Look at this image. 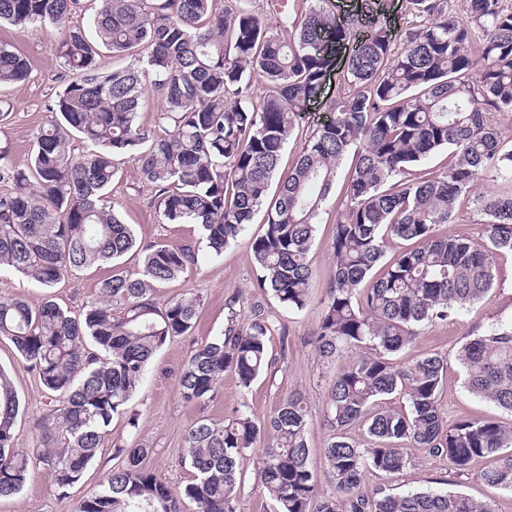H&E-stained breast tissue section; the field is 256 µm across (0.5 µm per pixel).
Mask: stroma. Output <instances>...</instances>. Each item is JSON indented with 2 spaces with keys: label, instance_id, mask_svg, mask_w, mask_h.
Listing matches in <instances>:
<instances>
[{
  "label": "stroma",
  "instance_id": "1",
  "mask_svg": "<svg viewBox=\"0 0 512 512\" xmlns=\"http://www.w3.org/2000/svg\"><path fill=\"white\" fill-rule=\"evenodd\" d=\"M330 8L342 15L372 12L385 24L393 25L394 41H401L403 22L410 18L408 0H329ZM61 32L52 25H36L25 32L0 26V41L12 43L31 65L29 78L15 85L0 88V98L13 105L10 117L0 123V142L9 143L17 163L29 158L34 136L52 118L50 97L60 84L63 71L56 55ZM338 91L337 75L327 76L320 95L306 111L298 113L296 129L282 152L280 167L288 169L299 155L306 137L334 119L330 104ZM350 165L342 163L334 192L316 224L315 239L309 253L315 283L307 307L292 311L280 306L268 289L257 287L256 268L250 248L251 238L263 233L264 214H255L236 243L228 246L221 258L202 261L187 269L176 281L160 288L159 300L191 292L199 296L200 306L190 336L165 344L154 355L142 382L123 414L114 416L98 453L96 463L88 470L81 485L68 497L61 498L51 487L49 476L36 471L24 490L15 496L0 498V512H76L78 501L97 487L105 474L121 465L116 446L140 445L149 448L146 466L171 487L185 485L190 471L181 462L185 436L191 423L205 417L224 423L233 411L250 414L254 420L265 421L288 395L301 393L309 410L308 442L315 469H322V450L329 431L324 423L326 392L330 383L345 365L346 356L328 361L321 358L310 343L317 328L326 289L334 276L331 254L333 230L340 217L344 186ZM154 193L140 177L134 160L122 157L120 171L113 181L105 203L114 207L125 223L131 224L139 239L199 244V231L192 224L162 223L153 204ZM496 280L493 289L479 302L468 306L448 322L421 328L419 334L396 355L403 363L429 354H438L448 361L447 375L439 395V408L444 418L453 421L462 417L490 418L512 425V413L470 393L464 384L465 372L458 360V351L465 336L477 335L492 322L512 319V254L503 252L494 258ZM104 268H88L66 277L54 290V299L72 312H81L98 293L100 281L107 276ZM238 296L236 308L240 319H247L254 304H263L271 311L278 325L284 326L287 337L272 335L268 356L272 365L250 388L239 385L232 373H225L217 395L201 404L185 403L178 391V372L192 348L206 338L217 335L224 327L225 302ZM0 366L12 372L20 399L16 425L18 447H33L38 435L37 423L49 405L46 391L35 371L20 360L12 343L0 339ZM136 416V426H129V416ZM249 452L242 475L238 512H274L275 503L264 489L259 469L262 445ZM414 463L392 482H382L374 474H366L364 485L372 489L388 485L391 493L434 489L458 491L475 499L490 502L494 512H512V492L488 486L480 477V465L467 471H450L446 460L428 455L421 449L411 451Z\"/></svg>",
  "mask_w": 512,
  "mask_h": 512
}]
</instances>
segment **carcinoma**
Segmentation results:
<instances>
[{
	"label": "carcinoma",
	"mask_w": 512,
	"mask_h": 512,
	"mask_svg": "<svg viewBox=\"0 0 512 512\" xmlns=\"http://www.w3.org/2000/svg\"><path fill=\"white\" fill-rule=\"evenodd\" d=\"M304 17L267 26L262 11L278 0H0V24L62 30L56 48L63 84L56 119L35 134L30 158L17 164L0 146V269L46 289L31 305L0 297V338L9 340L51 395L39 419L42 441L16 447L20 400L0 367V498L20 493L35 470L47 472L66 497L97 459L107 428L133 396L156 352L192 331L200 299L192 293L160 304L158 288L199 265V249L166 241L137 243L132 227L104 205L117 157L137 162L165 224H194L205 257L218 259L264 208V232L251 240L256 281L277 302L301 311L314 271L308 254L316 219L338 169L350 173L331 242L336 272L311 344L334 359L354 356L327 393L322 492L307 442V403L296 392L261 425L239 411L222 424L195 420L182 462L192 479L174 489L144 465L152 452L120 447L124 463L79 500L76 512H237L248 450L267 434L261 478L276 512H494L459 492L368 491L364 476L392 480L411 465L409 449L441 457L452 471L478 461L480 477L512 492V427L483 418L444 420L438 396L448 362L428 355L391 362L416 327L446 322L482 299L494 284L493 254L512 253V194L471 197L488 176L512 183V150H504L497 117L512 112V8L503 0H409L417 21L398 48L386 27L359 15L339 18L327 0H310ZM89 10L87 23L72 21ZM362 29L339 80L336 117L308 136L279 171L297 112L315 96L337 47ZM132 62L101 66L98 48ZM31 71L13 45L0 43V86ZM266 89L252 100L253 82ZM152 91L161 100L154 128L140 122ZM448 150L442 172H412ZM277 193L269 197L272 180ZM481 216V239L442 235L464 202ZM390 236L412 247L384 260ZM137 272L119 270L132 249ZM110 268L98 295L75 315L50 289L68 274ZM229 299L224 329L197 345L179 374L181 399L213 397L224 373L248 388L267 368V338L278 331L256 305L241 322ZM280 332V331H278ZM283 336L282 344H288ZM459 360L469 392L512 412V320L468 336ZM406 399L408 411L380 405ZM358 429L368 446L350 435Z\"/></svg>",
	"instance_id": "cac0c4a2"
}]
</instances>
